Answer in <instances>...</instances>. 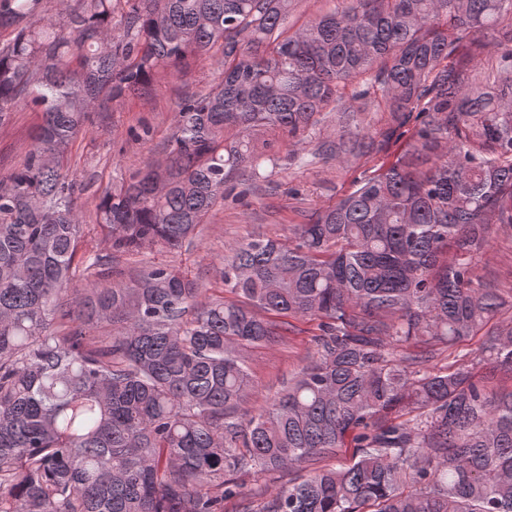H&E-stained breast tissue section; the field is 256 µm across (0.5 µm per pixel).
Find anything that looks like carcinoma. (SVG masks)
Returning a JSON list of instances; mask_svg holds the SVG:
<instances>
[{
  "mask_svg": "<svg viewBox=\"0 0 512 512\" xmlns=\"http://www.w3.org/2000/svg\"><path fill=\"white\" fill-rule=\"evenodd\" d=\"M0 0V126L22 100L42 123L0 180V512H224L242 473L298 469L259 512H512V309L474 273L512 232V0H341L291 32L296 0ZM490 40L498 76L448 66ZM222 48L224 77L179 104L166 162L100 196L81 249L84 186L64 159L88 113ZM405 152L296 224V243L230 248L224 287L198 301L168 265L112 280V254L192 239L232 175L254 179L280 143L364 80ZM349 113L352 154L371 135ZM318 321L316 351L267 405L248 407L244 352L277 317ZM486 332L441 371L434 348ZM355 449L347 467L326 461Z\"/></svg>",
  "mask_w": 512,
  "mask_h": 512,
  "instance_id": "1",
  "label": "carcinoma"
}]
</instances>
